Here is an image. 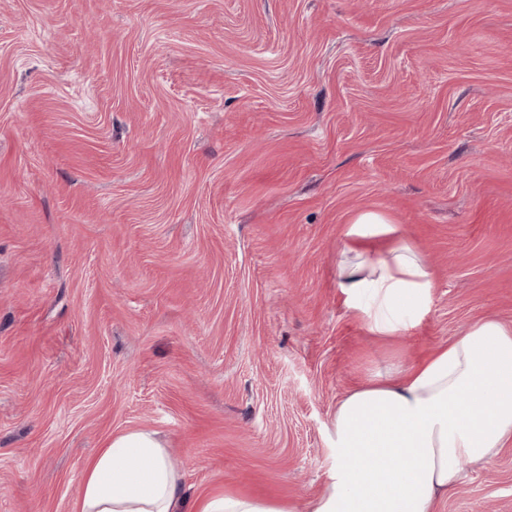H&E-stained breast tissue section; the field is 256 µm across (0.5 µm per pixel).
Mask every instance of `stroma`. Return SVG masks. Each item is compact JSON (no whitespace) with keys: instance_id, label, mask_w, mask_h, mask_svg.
I'll use <instances>...</instances> for the list:
<instances>
[{"instance_id":"35a3bbf8","label":"stroma","mask_w":512,"mask_h":512,"mask_svg":"<svg viewBox=\"0 0 512 512\" xmlns=\"http://www.w3.org/2000/svg\"><path fill=\"white\" fill-rule=\"evenodd\" d=\"M383 213L428 310L336 286ZM512 327V0H0V512H76L112 436L189 500L309 512L338 401ZM439 512H512V444ZM394 232L383 214L360 213L346 229L336 264L337 287L377 336H400L416 326L434 287L432 272L410 242L398 237L376 247Z\"/></svg>"}]
</instances>
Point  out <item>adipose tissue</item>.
Returning a JSON list of instances; mask_svg holds the SVG:
<instances>
[{
	"mask_svg": "<svg viewBox=\"0 0 512 512\" xmlns=\"http://www.w3.org/2000/svg\"><path fill=\"white\" fill-rule=\"evenodd\" d=\"M380 213H360L345 232L336 285L379 336L416 326L434 286L424 257L393 235ZM512 443V328L486 317L424 361L375 374L337 404L328 430L333 464L310 512H438L459 485L462 463H482ZM79 512H288L243 495L196 507L149 431L113 436L91 460Z\"/></svg>",
	"mask_w": 512,
	"mask_h": 512,
	"instance_id": "obj_1",
	"label": "adipose tissue"
}]
</instances>
